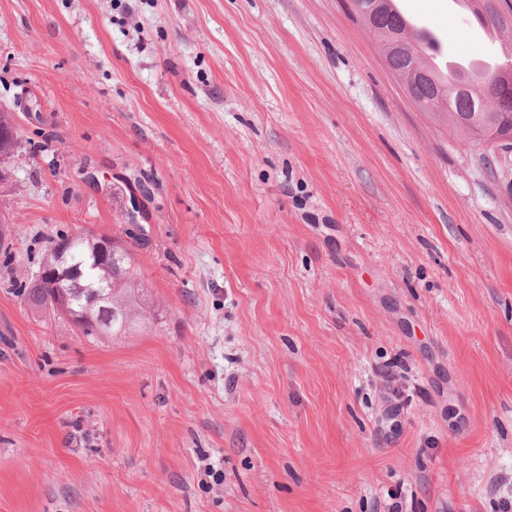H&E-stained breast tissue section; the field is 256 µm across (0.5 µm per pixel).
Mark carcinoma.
Listing matches in <instances>:
<instances>
[{"label": "carcinoma", "mask_w": 512, "mask_h": 512, "mask_svg": "<svg viewBox=\"0 0 512 512\" xmlns=\"http://www.w3.org/2000/svg\"><path fill=\"white\" fill-rule=\"evenodd\" d=\"M381 9L369 0H354L355 5L372 12L368 30L378 42L389 43L383 52L385 62L396 77L410 69L422 71L415 81L406 86L408 97L423 107V111L445 120L448 128L465 142L471 141L472 122H481L488 129L500 134L512 133V77L503 81L495 75L504 71L500 66L486 75L481 71L452 72L445 76L435 70L425 54L414 42L399 13L394 9V0H384ZM478 91L483 95L484 111H477ZM83 231L74 229L63 232L47 242L42 253L40 269L55 261L57 247L80 236ZM91 236L74 248L76 261L84 270L80 284L85 289H94L101 284L112 283V306L126 309L130 324L148 319L147 289L139 280L136 258L132 249L126 247V260L121 271L115 272L96 261L95 243ZM53 282L46 281L39 288L30 287L24 293L27 303L34 309L43 306L52 291Z\"/></svg>", "instance_id": "obj_1"}]
</instances>
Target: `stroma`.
<instances>
[{
	"instance_id": "obj_1",
	"label": "stroma",
	"mask_w": 512,
	"mask_h": 512,
	"mask_svg": "<svg viewBox=\"0 0 512 512\" xmlns=\"http://www.w3.org/2000/svg\"><path fill=\"white\" fill-rule=\"evenodd\" d=\"M0 112V512H505L512 151L420 112L342 0H0ZM75 227L133 245L136 331L25 305Z\"/></svg>"
}]
</instances>
